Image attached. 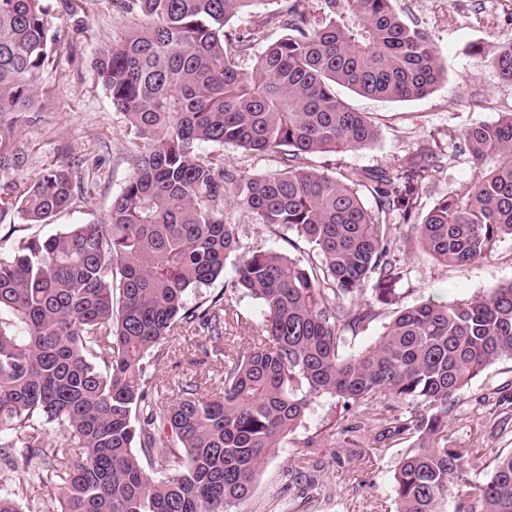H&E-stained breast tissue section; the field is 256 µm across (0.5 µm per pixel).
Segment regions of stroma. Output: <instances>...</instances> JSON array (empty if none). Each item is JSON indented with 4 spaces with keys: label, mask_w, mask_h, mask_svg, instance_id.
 I'll use <instances>...</instances> for the list:
<instances>
[{
    "label": "stroma",
    "mask_w": 512,
    "mask_h": 512,
    "mask_svg": "<svg viewBox=\"0 0 512 512\" xmlns=\"http://www.w3.org/2000/svg\"><path fill=\"white\" fill-rule=\"evenodd\" d=\"M397 12L425 29L435 43L447 79L425 98L388 101L343 91L356 111L365 113L377 126L379 138L359 151L316 157L318 169L330 174L356 168L376 170L399 156L415 153L437 143L443 171L421 200L431 207L448 194L460 191L474 175V163L461 147L464 126L492 122L512 110V84L503 82L485 66L483 58L512 40V0H394ZM84 23L92 33L77 52L61 45L57 65L46 75L48 96L41 111L32 113L19 130L17 141L27 164L16 171L17 179L29 176L50 155L83 157L99 164L100 186L84 202L59 214L42 234L54 233L68 224L103 218L112 198L130 174L131 160L121 149L123 122L111 100L93 83L95 49L118 39L124 20L107 10L88 13ZM228 212L237 224L246 247L274 246L305 265L316 257L304 243H288L254 223L236 204ZM394 251L406 272L400 283L405 301L429 296L444 300L466 298L512 281V239L506 238L487 258L468 266H447L421 253L412 225L392 229ZM171 345L177 359L164 365L168 380L195 378L201 390L218 379L213 361H200L184 337ZM353 415L334 418L329 400H321L303 427L288 435L259 473L245 512H396L390 476L399 449L375 440V428L350 431ZM320 446L311 455L305 478L295 475L294 456L308 438ZM448 445L474 448L480 473H489L498 455L512 453V360L489 366L466 390L448 415Z\"/></svg>",
    "instance_id": "1"
}]
</instances>
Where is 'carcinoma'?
Wrapping results in <instances>:
<instances>
[{"label":"carcinoma","instance_id":"carcinoma-1","mask_svg":"<svg viewBox=\"0 0 512 512\" xmlns=\"http://www.w3.org/2000/svg\"><path fill=\"white\" fill-rule=\"evenodd\" d=\"M97 5L129 20L93 68L125 118L133 168L103 219L0 246V455L40 480L47 512H230L320 399L348 410L387 396L401 411L378 442L408 444L392 478L397 512H512V454L483 478L479 449L448 447L451 407L512 360V281L404 305L369 347L344 350L397 297L391 229L415 216L440 154L428 146L338 177L309 165L378 139L336 87L410 101L445 80L429 36L392 0H0V223L49 224L98 185L100 168L81 157L14 177L26 165L16 131L43 98L63 34ZM244 14L254 20L231 25ZM484 62L512 83V41ZM461 138L473 180L415 224L419 249L454 266L512 238V112ZM226 145L282 168L229 169ZM230 197L308 244L319 271L276 248L244 249ZM221 277L258 305L252 340L229 351L238 310L200 295ZM370 279L371 301L345 308ZM188 331L222 365L219 385L202 394L186 379L173 398L159 366ZM22 491L1 493L0 512H21Z\"/></svg>","mask_w":512,"mask_h":512}]
</instances>
